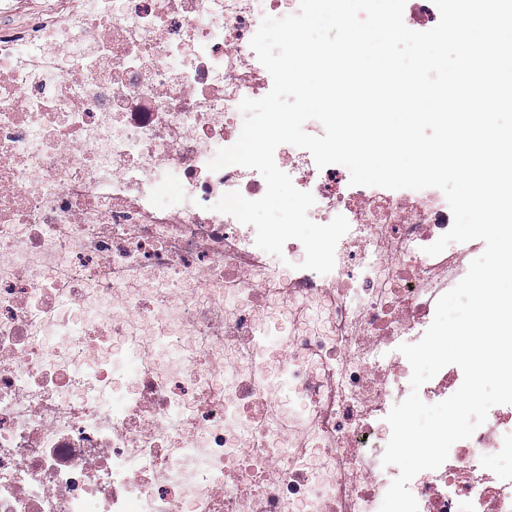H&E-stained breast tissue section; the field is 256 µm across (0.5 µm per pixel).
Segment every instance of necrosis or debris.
Masks as SVG:
<instances>
[{
	"label": "necrosis or debris",
	"mask_w": 512,
	"mask_h": 512,
	"mask_svg": "<svg viewBox=\"0 0 512 512\" xmlns=\"http://www.w3.org/2000/svg\"><path fill=\"white\" fill-rule=\"evenodd\" d=\"M298 9L0 0V512H379L412 373L381 353L422 338L479 243L426 254L453 224L440 190L353 186L289 144L310 220L349 223L329 275L296 240L280 275L214 211L266 191L208 164L272 88L263 16ZM280 318L286 347L258 348ZM410 490L419 512H512V405Z\"/></svg>",
	"instance_id": "1"
}]
</instances>
